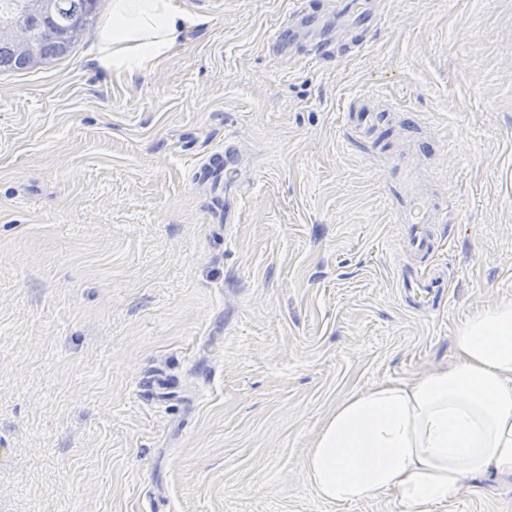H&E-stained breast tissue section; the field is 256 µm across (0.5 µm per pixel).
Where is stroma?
<instances>
[{
  "mask_svg": "<svg viewBox=\"0 0 512 512\" xmlns=\"http://www.w3.org/2000/svg\"><path fill=\"white\" fill-rule=\"evenodd\" d=\"M178 2L206 25L135 79L93 62L112 0L67 58L0 73V512H403L323 501L304 460L342 398L452 362L512 301V0H390L324 63L267 53L287 0ZM350 93L447 133L438 311L398 294ZM228 140L248 190L221 197L192 171ZM433 512H512V478Z\"/></svg>",
  "mask_w": 512,
  "mask_h": 512,
  "instance_id": "35a3bbf8",
  "label": "stroma"
}]
</instances>
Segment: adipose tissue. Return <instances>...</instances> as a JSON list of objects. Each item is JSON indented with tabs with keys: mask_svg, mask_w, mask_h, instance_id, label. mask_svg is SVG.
<instances>
[{
	"mask_svg": "<svg viewBox=\"0 0 512 512\" xmlns=\"http://www.w3.org/2000/svg\"><path fill=\"white\" fill-rule=\"evenodd\" d=\"M205 23L176 0H112L96 64L142 74ZM453 343L449 365L354 392L324 419L305 460L319 498L389 493L404 512H432L464 480L512 475V304L475 311Z\"/></svg>",
	"mask_w": 512,
	"mask_h": 512,
	"instance_id": "adipose-tissue-1",
	"label": "adipose tissue"
}]
</instances>
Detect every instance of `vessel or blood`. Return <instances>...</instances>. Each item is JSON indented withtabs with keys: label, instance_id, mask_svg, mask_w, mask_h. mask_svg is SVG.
Masks as SVG:
<instances>
[{
	"label": "vessel or blood",
	"instance_id": "1",
	"mask_svg": "<svg viewBox=\"0 0 512 512\" xmlns=\"http://www.w3.org/2000/svg\"><path fill=\"white\" fill-rule=\"evenodd\" d=\"M385 8V0H323L317 7L310 0H290L287 16L266 40L267 51L288 61H318L330 50L340 58L358 56L381 31ZM397 110L394 103L382 109L372 97L353 96L340 139L344 151L354 152L377 175L392 220L401 228L402 248L415 261L399 275L405 302L431 310L445 297L448 286L447 273L434 267L433 258L441 247L436 230L448 223L449 211L444 196L429 192L418 173L425 153L439 150L445 139L430 130L406 152H397L387 134L390 114ZM241 169L240 154L228 147L196 167L193 180L211 185L220 179L236 183Z\"/></svg>",
	"mask_w": 512,
	"mask_h": 512
}]
</instances>
